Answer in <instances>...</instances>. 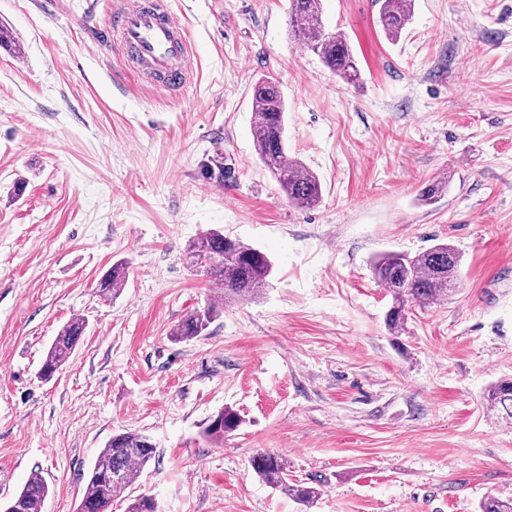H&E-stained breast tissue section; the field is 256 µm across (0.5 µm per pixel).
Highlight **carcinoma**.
Here are the masks:
<instances>
[{
	"mask_svg": "<svg viewBox=\"0 0 512 512\" xmlns=\"http://www.w3.org/2000/svg\"><path fill=\"white\" fill-rule=\"evenodd\" d=\"M411 10V0H382L379 22L390 40L400 37ZM292 39L317 55L322 63L341 79L354 81L360 74L358 60L347 36L326 29L322 18V0H289ZM253 138L260 162L276 178L288 202L313 208L322 199L318 177L296 158L288 155L286 104L278 84L270 79L254 84L252 90ZM188 256L199 259L220 287L224 300L238 302L257 296L268 286L273 265L259 249L227 236L221 230H209L187 247ZM460 253L447 243L435 244L422 252H387L371 262L372 273L387 288L392 303L386 313L389 330L398 332L407 322L408 307L439 304L448 300L460 285ZM129 277L127 263L117 261L98 282L99 296L118 298ZM217 308L208 305L184 316L172 333L176 341L202 336L216 317ZM87 324L81 317L69 320L47 349L40 377L50 380L64 366L78 346ZM492 409L512 419V379L492 383L484 393ZM240 419L230 409L218 412L205 428L207 436L224 438ZM156 460V446L143 434L124 432L113 435L98 453L76 512H112V504L128 502L126 512H157L153 499L140 495L128 499L127 490L148 464ZM255 474L303 506L319 496L312 487L288 481V463L280 455L259 453L251 462ZM49 492L41 475H31L23 487L4 505L3 512H41ZM478 512H512V499L489 496L479 504Z\"/></svg>",
	"mask_w": 512,
	"mask_h": 512,
	"instance_id": "obj_1",
	"label": "carcinoma"
}]
</instances>
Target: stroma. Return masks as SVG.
I'll return each instance as SVG.
<instances>
[{"mask_svg":"<svg viewBox=\"0 0 512 512\" xmlns=\"http://www.w3.org/2000/svg\"><path fill=\"white\" fill-rule=\"evenodd\" d=\"M89 0H0V504L31 474L42 512H76L99 450L148 435L130 496L158 512H475L512 499V420L483 399L512 378V0H412L396 40L379 0H323L361 75L289 36V0H165L191 44L164 90L94 40ZM278 82L290 156L319 178L289 204L258 160L252 87ZM447 191L427 205L436 177ZM219 229L269 257V285L225 304L187 244ZM462 257L447 302L385 324L371 272L435 241ZM129 264L122 295L96 286ZM222 312L172 341L189 312ZM86 319L48 381L60 327ZM242 424L212 441L209 419ZM281 455L321 489L304 507L255 475Z\"/></svg>","mask_w":512,"mask_h":512,"instance_id":"obj_1","label":"stroma"}]
</instances>
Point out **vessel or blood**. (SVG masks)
I'll list each match as a JSON object with an SVG mask.
<instances>
[{"label":"vessel or blood","instance_id":"1","mask_svg":"<svg viewBox=\"0 0 512 512\" xmlns=\"http://www.w3.org/2000/svg\"><path fill=\"white\" fill-rule=\"evenodd\" d=\"M102 42L126 52L136 66L159 82L186 83L191 71L184 28L163 0H107Z\"/></svg>","mask_w":512,"mask_h":512}]
</instances>
